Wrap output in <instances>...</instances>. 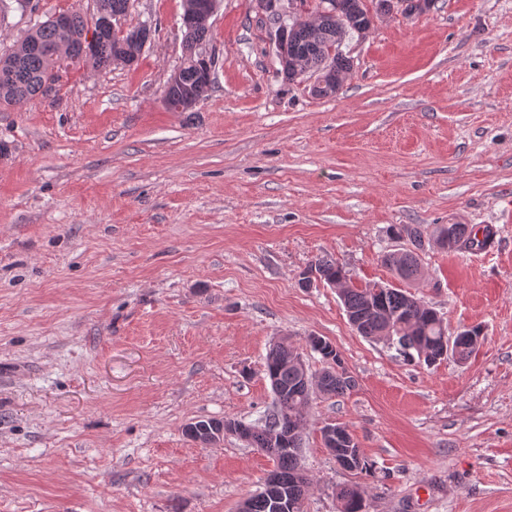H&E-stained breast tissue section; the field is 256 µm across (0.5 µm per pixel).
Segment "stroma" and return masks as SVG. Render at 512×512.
<instances>
[{"mask_svg":"<svg viewBox=\"0 0 512 512\" xmlns=\"http://www.w3.org/2000/svg\"><path fill=\"white\" fill-rule=\"evenodd\" d=\"M184 0H130L154 36L136 65L83 67L54 99L0 106V512H237L274 462L188 423L264 425L275 338L356 386L315 396L304 512H512V0H435L383 15L346 50L335 96L283 79L291 24L220 0L215 79L191 111L163 101L182 62ZM489 225L497 245L424 235L410 292L449 330L480 326L463 363L426 366L360 336L316 260L386 282L392 228ZM348 426L371 474L337 466L320 429ZM306 344L310 349L321 355L325 365L320 373H324L322 390L324 396H338L353 389L356 385L353 376L342 378L334 376L328 370L336 367L345 368L342 357L337 349L321 336H308ZM366 487L361 484L342 486L336 490L340 512H365Z\"/></svg>","mask_w":512,"mask_h":512,"instance_id":"35a3bbf8","label":"stroma"}]
</instances>
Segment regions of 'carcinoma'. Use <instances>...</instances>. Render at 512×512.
<instances>
[{"label":"carcinoma","mask_w":512,"mask_h":512,"mask_svg":"<svg viewBox=\"0 0 512 512\" xmlns=\"http://www.w3.org/2000/svg\"><path fill=\"white\" fill-rule=\"evenodd\" d=\"M315 2L311 15L312 22L294 19L290 25L288 56L280 59L281 74L288 82H295L313 72L319 77L327 76L326 69L336 72V78L325 81L315 95L329 97L336 94L343 77L351 68V59L343 50L347 37L355 33L364 35L373 25L379 10H371L367 0H299L301 5ZM211 24H197L183 31L184 67L180 79L167 82L164 87V101L173 111L178 110L180 101L198 88L199 78L193 67L188 65L192 55L207 48ZM59 33L48 19L28 29L24 38L16 41L13 49L0 59L10 62L14 79L7 86H0V105L12 106L35 96H46L48 83L59 84L62 76L53 75L36 47L54 45ZM140 50L127 51L112 29H102L95 52L79 57L77 65L92 68H107L112 65L130 66L135 63ZM384 265L399 279L415 281L421 277V263L418 253L401 249L383 256ZM321 278L331 281L347 277L343 266L325 260H317L310 266ZM345 311L359 321L357 331L366 338L398 345L408 356H417L430 366L441 361L444 320L431 306L422 308L413 304L410 293L400 288H385L374 294L370 288H345L340 294ZM310 349L321 355L323 384L321 394L338 396L356 385L354 377L342 378L329 373L333 367H344L337 349L321 336H310L306 340ZM296 346L275 343L265 361V374L271 388L277 390L274 417L282 426L290 424L287 415L306 412L313 401V393L304 388L302 373L293 364ZM252 447L265 452L275 462V470L282 480L288 498L305 499L310 484L305 475H298V455L291 449L271 445L265 429L255 428ZM366 487L361 484L342 486L336 490L340 512H365ZM248 512H274L273 505L256 491L248 496Z\"/></svg>","instance_id":"1"}]
</instances>
